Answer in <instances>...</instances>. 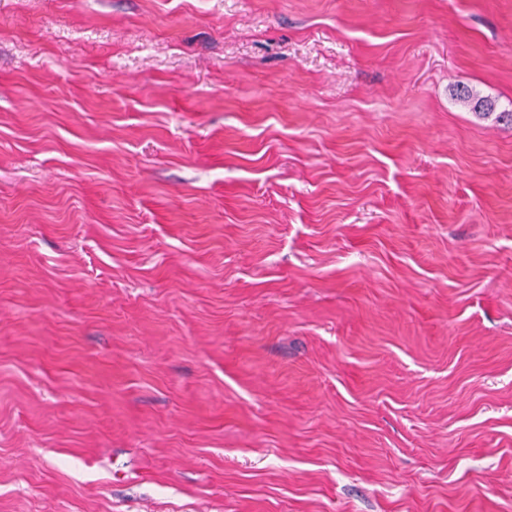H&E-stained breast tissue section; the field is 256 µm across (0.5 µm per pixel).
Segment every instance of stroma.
Listing matches in <instances>:
<instances>
[{
  "instance_id": "obj_1",
  "label": "stroma",
  "mask_w": 512,
  "mask_h": 512,
  "mask_svg": "<svg viewBox=\"0 0 512 512\" xmlns=\"http://www.w3.org/2000/svg\"><path fill=\"white\" fill-rule=\"evenodd\" d=\"M512 0H0V512H512Z\"/></svg>"
}]
</instances>
